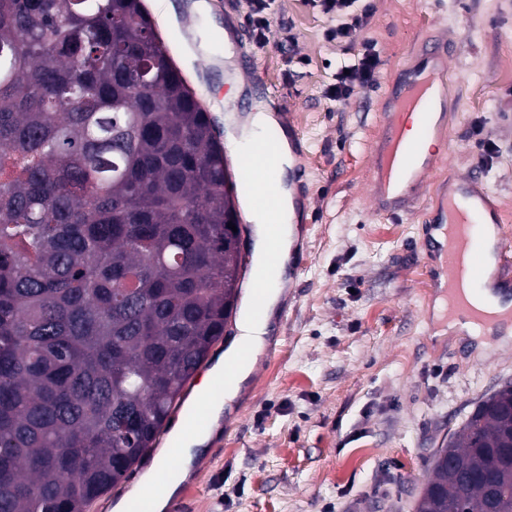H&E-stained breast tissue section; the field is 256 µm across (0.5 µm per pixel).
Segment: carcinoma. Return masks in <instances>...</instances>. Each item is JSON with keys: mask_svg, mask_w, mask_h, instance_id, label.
Here are the masks:
<instances>
[{"mask_svg": "<svg viewBox=\"0 0 512 512\" xmlns=\"http://www.w3.org/2000/svg\"><path fill=\"white\" fill-rule=\"evenodd\" d=\"M224 146L141 0H0V512H86L238 309ZM512 383L417 512H512Z\"/></svg>", "mask_w": 512, "mask_h": 512, "instance_id": "obj_1", "label": "carcinoma"}]
</instances>
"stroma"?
Returning a JSON list of instances; mask_svg holds the SVG:
<instances>
[{"instance_id":"obj_1","label":"stroma","mask_w":512,"mask_h":512,"mask_svg":"<svg viewBox=\"0 0 512 512\" xmlns=\"http://www.w3.org/2000/svg\"><path fill=\"white\" fill-rule=\"evenodd\" d=\"M203 1L143 5L188 86L207 70L223 144L252 112L291 118L290 179L315 217L246 389L175 495L180 512H415L435 450L512 383V343L439 333L441 292L421 253L449 179L480 171L512 208V85L498 79L512 70V0H365L381 64L341 107L326 97L342 56L331 18L280 0L260 43L245 0ZM441 37L453 44L447 133L427 191L395 221L373 209L370 146L392 87ZM239 44L278 96L248 86ZM482 140L497 153L484 156Z\"/></svg>"}]
</instances>
